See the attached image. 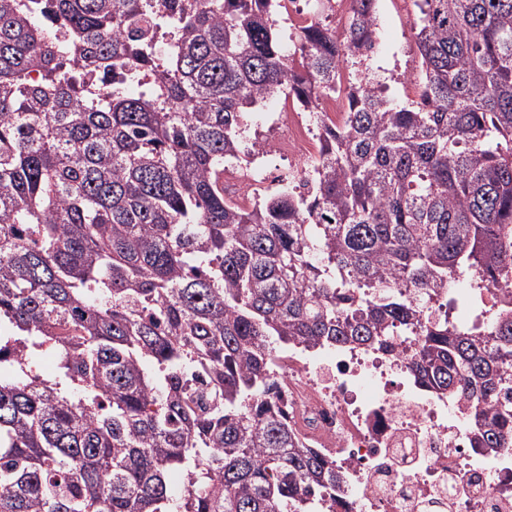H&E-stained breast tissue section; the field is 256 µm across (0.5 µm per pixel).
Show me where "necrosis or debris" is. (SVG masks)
<instances>
[{"label": "necrosis or debris", "mask_w": 512, "mask_h": 512, "mask_svg": "<svg viewBox=\"0 0 512 512\" xmlns=\"http://www.w3.org/2000/svg\"><path fill=\"white\" fill-rule=\"evenodd\" d=\"M277 122L293 156L312 158L318 140L294 103ZM270 151L254 147L245 178L225 172L224 186L246 205L252 193L273 192L281 170ZM483 304L452 296L449 312L467 309L469 325L490 331L492 310L512 304V289L488 285ZM415 348L394 352L338 347L283 357L277 394L303 447L334 460L346 476L332 512H512V437L499 448L474 443L464 402L423 387L407 368Z\"/></svg>", "instance_id": "1"}]
</instances>
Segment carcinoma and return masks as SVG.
Masks as SVG:
<instances>
[{
	"label": "carcinoma",
	"mask_w": 512,
	"mask_h": 512,
	"mask_svg": "<svg viewBox=\"0 0 512 512\" xmlns=\"http://www.w3.org/2000/svg\"><path fill=\"white\" fill-rule=\"evenodd\" d=\"M351 2L344 37L285 44L277 0H0V512H315L336 463L264 399L291 347L416 336L478 447L512 430V316L422 305L512 277V0H414L402 103L365 68L377 0ZM349 68L318 155L224 194L250 118L316 113ZM448 314L454 317L456 311H459V317L463 319L462 312L460 309L466 308L468 315L466 320L470 326H480L482 328L481 333L487 335L493 326V316L485 313L479 305L468 299H460L457 294H454L451 299H448Z\"/></svg>",
	"instance_id": "1"
}]
</instances>
